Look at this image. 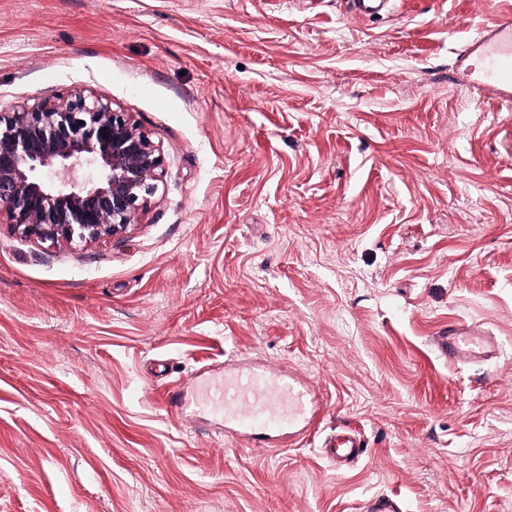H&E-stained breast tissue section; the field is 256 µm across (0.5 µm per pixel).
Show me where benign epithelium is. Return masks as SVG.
I'll use <instances>...</instances> for the list:
<instances>
[{"instance_id":"benign-epithelium-1","label":"benign epithelium","mask_w":512,"mask_h":512,"mask_svg":"<svg viewBox=\"0 0 512 512\" xmlns=\"http://www.w3.org/2000/svg\"><path fill=\"white\" fill-rule=\"evenodd\" d=\"M58 169L67 181L53 180ZM165 172L131 114L83 89L0 111V223L39 245L82 249L130 232Z\"/></svg>"}]
</instances>
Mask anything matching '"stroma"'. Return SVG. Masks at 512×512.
<instances>
[{
    "mask_svg": "<svg viewBox=\"0 0 512 512\" xmlns=\"http://www.w3.org/2000/svg\"><path fill=\"white\" fill-rule=\"evenodd\" d=\"M508 6L0 0V111L83 88L166 160L122 238L0 223V512H512V100L466 49ZM454 319L499 359H442ZM250 360L313 384L300 445L161 401ZM346 12L353 17H383L395 10L396 0H344ZM322 447L324 456L342 468H348L368 452V444L355 430L348 427L336 429V433L326 439ZM361 510L365 512H403L402 501L392 495H375L362 504Z\"/></svg>",
    "mask_w": 512,
    "mask_h": 512,
    "instance_id": "stroma-1",
    "label": "stroma"
}]
</instances>
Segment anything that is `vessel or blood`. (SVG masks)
Returning <instances> with one entry per match:
<instances>
[{
  "instance_id": "vessel-or-blood-1",
  "label": "vessel or blood",
  "mask_w": 512,
  "mask_h": 512,
  "mask_svg": "<svg viewBox=\"0 0 512 512\" xmlns=\"http://www.w3.org/2000/svg\"><path fill=\"white\" fill-rule=\"evenodd\" d=\"M346 12L353 17L371 19L394 11L396 0H345ZM485 56L484 75L488 91H512V16L494 19L487 33L478 40ZM438 354L449 362L483 365L498 358L500 344L481 323L449 321L432 338ZM310 390L301 379H288L283 372L267 366L245 367L225 372L224 383L213 387L203 381L193 393L173 388L167 395L170 408L188 414L192 405L206 400L212 411L222 414L231 430L240 436L268 439L279 437L280 446H296L311 428L314 415L308 406ZM368 452V444L355 430L338 428L323 443L325 457L347 468ZM363 512H403L402 501L379 494L366 500Z\"/></svg>"
}]
</instances>
